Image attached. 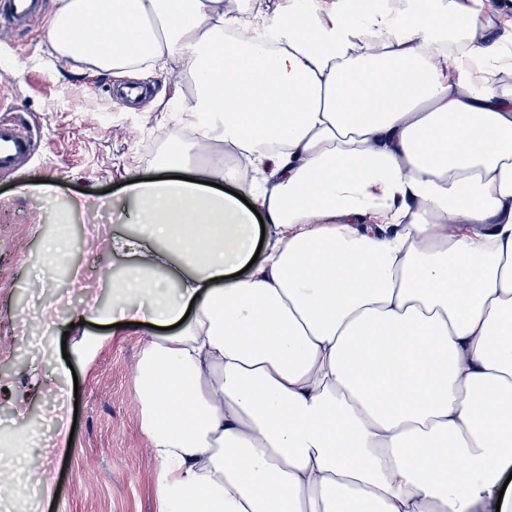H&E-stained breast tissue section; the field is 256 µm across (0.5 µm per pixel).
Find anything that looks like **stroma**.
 Masks as SVG:
<instances>
[{
	"mask_svg": "<svg viewBox=\"0 0 512 512\" xmlns=\"http://www.w3.org/2000/svg\"><path fill=\"white\" fill-rule=\"evenodd\" d=\"M49 20L0 29V99L33 129L39 148L0 175V436L30 435V481L50 472L53 497L27 500L26 512H161L158 463L141 426L136 369L150 332L103 328L89 306L113 305L111 275L120 274L125 237L123 188L152 174L182 120L187 82L179 57L166 70L115 77L46 53ZM72 247L71 270L50 252L59 235ZM48 283L33 296L34 278ZM82 319L106 340L74 377L57 378L62 338ZM40 383L35 404L21 394ZM77 389V402H60ZM74 424L70 448H51L37 432L53 419Z\"/></svg>",
	"mask_w": 512,
	"mask_h": 512,
	"instance_id": "stroma-1",
	"label": "stroma"
}]
</instances>
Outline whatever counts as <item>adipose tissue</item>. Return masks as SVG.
<instances>
[{
  "label": "adipose tissue",
  "mask_w": 512,
  "mask_h": 512,
  "mask_svg": "<svg viewBox=\"0 0 512 512\" xmlns=\"http://www.w3.org/2000/svg\"><path fill=\"white\" fill-rule=\"evenodd\" d=\"M480 14L58 0L54 52L180 56L192 146L260 175L247 205L220 162L126 184L112 313L169 329L137 367L165 512H512V29Z\"/></svg>",
  "instance_id": "1"
}]
</instances>
